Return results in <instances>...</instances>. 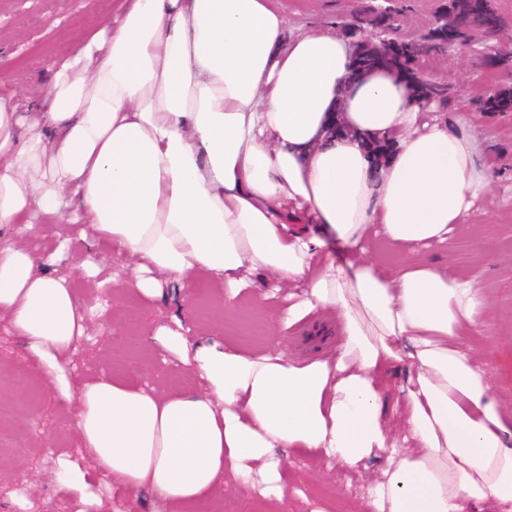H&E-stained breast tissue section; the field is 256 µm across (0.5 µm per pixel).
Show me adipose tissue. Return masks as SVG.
I'll return each mask as SVG.
<instances>
[{
	"label": "adipose tissue",
	"mask_w": 512,
	"mask_h": 512,
	"mask_svg": "<svg viewBox=\"0 0 512 512\" xmlns=\"http://www.w3.org/2000/svg\"><path fill=\"white\" fill-rule=\"evenodd\" d=\"M343 36L286 33L275 0H114L30 111L0 98V225L68 215L81 237L139 258L126 287L153 298L148 269L182 282L245 265L302 286L288 322L335 313L330 358L153 341L205 390L75 382L79 444L108 486L194 512L232 475L274 504L280 450L350 468L385 462L364 512H512V420L461 329L482 331L471 281L421 264L382 273L367 241L416 249L481 216L490 183L463 114L420 100L391 68L353 73ZM320 224L353 255L321 263ZM26 249L0 250V311L47 372L84 334L66 278ZM400 371L401 400L383 390ZM400 415L401 433L388 414Z\"/></svg>",
	"instance_id": "obj_1"
}]
</instances>
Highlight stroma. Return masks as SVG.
I'll list each match as a JSON object with an SVG mask.
<instances>
[{"instance_id": "35a3bbf8", "label": "stroma", "mask_w": 512, "mask_h": 512, "mask_svg": "<svg viewBox=\"0 0 512 512\" xmlns=\"http://www.w3.org/2000/svg\"><path fill=\"white\" fill-rule=\"evenodd\" d=\"M383 0H280L288 17L289 33L320 28L348 34L362 2ZM113 0H0V97L37 99L50 85L55 62L72 56L76 35L103 27L112 16ZM448 0H394L400 41L433 32L441 24ZM438 83L449 75L466 79L463 92L445 113L466 111L470 128L479 139L481 163L493 189L486 216L459 227L447 244L421 251L379 243L378 257L387 272L429 262L450 276L475 283L489 299L481 334L462 333L461 345L476 350V364L486 375L502 409L512 414V106L500 112L481 111L488 90L512 97V63L493 65L452 51L446 62L428 67ZM67 232L60 224H40L28 233L18 225L0 226V244L20 246L42 255L51 252ZM87 246L73 237L70 254L52 266L53 274L68 277L86 313V334L77 343L57 375L48 374L14 336L10 320L0 314V380L9 388L0 397V512H79L76 499L61 491L55 480L60 461H68L92 474L87 494L101 499L100 512H167L149 494L108 490L94 473L89 456L80 453L74 416L76 400L63 398L60 383L76 375L106 369L131 384H164L171 389L202 388L200 378L186 373L176 357L164 356L151 343L161 325L182 323L189 343L227 341L248 351L276 348L285 356L313 358L335 353L343 340L334 319L310 317L292 328L276 322L286 305L287 291L260 299L270 272L244 269L252 286L230 296L221 275L208 271L192 279L169 282L162 294L145 300L113 284L112 268L130 264L131 256L108 244H98L102 273L95 278L80 274L77 265ZM384 462L369 461L353 471L325 467L305 454L287 451L283 481L288 487L286 512H361V500Z\"/></svg>"}]
</instances>
